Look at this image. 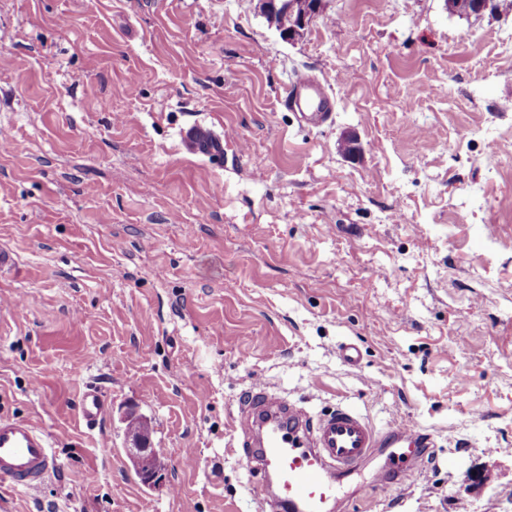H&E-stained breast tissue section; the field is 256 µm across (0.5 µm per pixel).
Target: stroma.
<instances>
[{"instance_id": "obj_1", "label": "stroma", "mask_w": 512, "mask_h": 512, "mask_svg": "<svg viewBox=\"0 0 512 512\" xmlns=\"http://www.w3.org/2000/svg\"><path fill=\"white\" fill-rule=\"evenodd\" d=\"M305 72L331 123L280 106ZM1 127L0 417L57 467L0 512H260L234 426L259 378L432 435L402 487L348 481L366 512H512V14L324 0L288 41L259 0H0ZM182 141L191 153L206 156L224 154V143L220 135L209 126L193 124L182 130ZM105 411V397L102 391L93 385H87L79 401V412L83 422L89 427L95 426ZM138 418L132 412L126 413L124 420L126 421V444L125 452L134 469L143 476L144 484L149 487H155L162 474L154 470V461L151 454V448H149V442L146 437L136 434L134 431H130L129 426L135 423Z\"/></svg>"}]
</instances>
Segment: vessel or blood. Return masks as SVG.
<instances>
[{
	"instance_id": "obj_1",
	"label": "vessel or blood",
	"mask_w": 512,
	"mask_h": 512,
	"mask_svg": "<svg viewBox=\"0 0 512 512\" xmlns=\"http://www.w3.org/2000/svg\"><path fill=\"white\" fill-rule=\"evenodd\" d=\"M330 82L310 74L297 77L279 103L298 112L306 125L317 127L330 117L333 100ZM189 152L220 156L224 143L212 128L193 124L182 131ZM105 411V397L86 386L79 401L83 422L95 426ZM245 447L260 478L253 493L268 512H334L339 504V479L350 476L365 462L388 449V461L375 487L400 485L422 464L434 442L429 433L402 421L375 427L356 408L343 405L319 415L275 396L262 382L254 383L239 408ZM51 439L25 420L0 417V482L14 489L35 492L54 468Z\"/></svg>"
}]
</instances>
